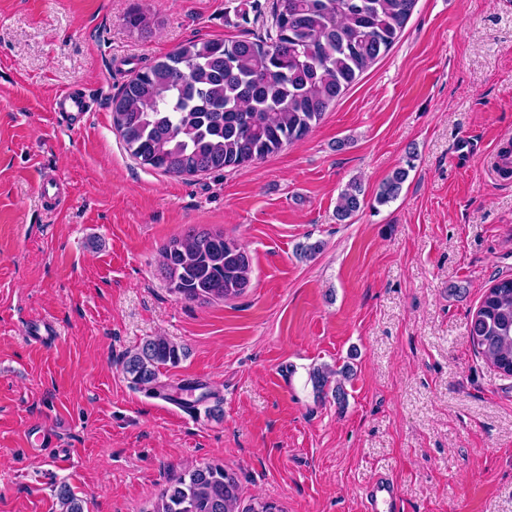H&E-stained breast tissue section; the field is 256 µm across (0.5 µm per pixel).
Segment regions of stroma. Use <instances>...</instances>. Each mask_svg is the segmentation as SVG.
Returning a JSON list of instances; mask_svg holds the SVG:
<instances>
[{
    "label": "stroma",
    "mask_w": 512,
    "mask_h": 512,
    "mask_svg": "<svg viewBox=\"0 0 512 512\" xmlns=\"http://www.w3.org/2000/svg\"><path fill=\"white\" fill-rule=\"evenodd\" d=\"M273 0H0V512H151L188 468L238 475L241 506L361 512L394 476L402 512H512V377L478 352L472 314L512 278V0H417L398 42L301 141L239 168L174 177L142 166L112 123L132 71L198 39H255ZM142 11L151 32L129 29ZM91 98L84 128L60 90ZM414 167L399 197L380 184ZM61 179L48 211L37 183ZM360 181L366 205L336 218ZM224 233L251 285L176 298L160 251L192 227ZM319 244L312 257L302 246ZM59 333L28 341L27 324ZM183 348L167 389L135 388L142 341ZM351 365L345 404L318 366ZM50 426L51 447L33 434ZM52 112L60 115L67 126L81 128L87 122V114L91 112V106L82 93L66 90L54 97ZM408 177V170L405 168L396 169L391 176H389L380 186L376 195V202L378 204H385L392 199H395L401 189L403 183Z\"/></svg>",
    "instance_id": "obj_1"
}]
</instances>
